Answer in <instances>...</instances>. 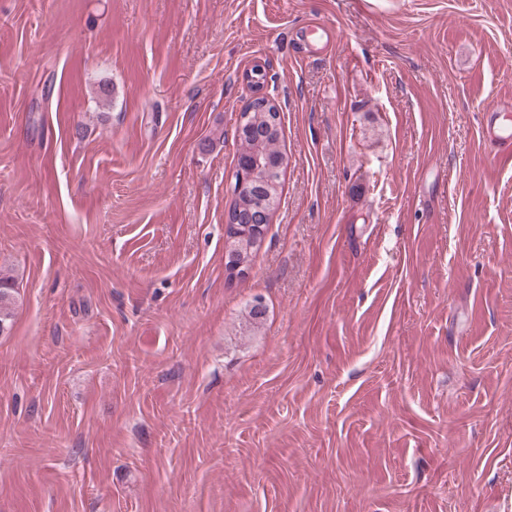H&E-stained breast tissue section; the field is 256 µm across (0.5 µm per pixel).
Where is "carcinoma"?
Instances as JSON below:
<instances>
[{
  "mask_svg": "<svg viewBox=\"0 0 512 512\" xmlns=\"http://www.w3.org/2000/svg\"><path fill=\"white\" fill-rule=\"evenodd\" d=\"M276 105L270 103L263 108L253 106L250 127L239 135L240 163L245 188L239 200L232 207L243 206V210L260 208L272 217L280 201V176L283 168V153L278 149L282 136V121L277 118ZM255 225L238 224L227 226L226 235L237 236L233 244L242 252H247L249 241L254 237ZM14 287L10 278L0 277V333L10 326L11 305Z\"/></svg>",
  "mask_w": 512,
  "mask_h": 512,
  "instance_id": "cac0c4a2",
  "label": "carcinoma"
}]
</instances>
